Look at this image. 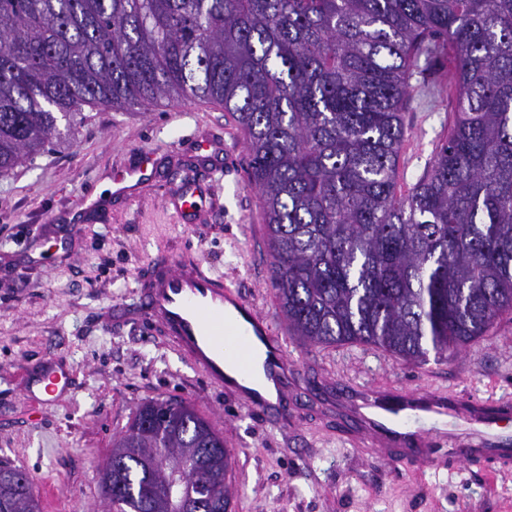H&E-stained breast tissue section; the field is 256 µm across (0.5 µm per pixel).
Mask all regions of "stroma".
Returning a JSON list of instances; mask_svg holds the SVG:
<instances>
[{"mask_svg": "<svg viewBox=\"0 0 512 512\" xmlns=\"http://www.w3.org/2000/svg\"><path fill=\"white\" fill-rule=\"evenodd\" d=\"M448 60L414 69L404 112L398 185L408 190L448 132ZM53 145L0 176V462L25 470L41 512H107L98 472L112 439L148 398H176L220 424L231 454L232 512H512V468L495 460H387L355 440L357 423L336 395L343 383L436 389L482 400L512 397V318L458 354L409 364L368 345L288 342L301 385L289 388L282 421L209 389L163 340L105 319L131 294L158 250L188 253L237 284L287 336L271 281L263 202L249 182L245 136L217 104L160 102L146 110L85 108ZM219 140L212 158L196 142ZM156 157L135 200L81 211L114 171L140 152ZM208 177L220 206L197 228L165 204L168 188ZM67 362L75 389L32 407L26 369Z\"/></svg>", "mask_w": 512, "mask_h": 512, "instance_id": "obj_1", "label": "stroma"}]
</instances>
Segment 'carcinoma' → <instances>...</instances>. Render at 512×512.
Wrapping results in <instances>:
<instances>
[{
	"instance_id": "cac0c4a2",
	"label": "carcinoma",
	"mask_w": 512,
	"mask_h": 512,
	"mask_svg": "<svg viewBox=\"0 0 512 512\" xmlns=\"http://www.w3.org/2000/svg\"><path fill=\"white\" fill-rule=\"evenodd\" d=\"M448 51L455 120L398 188L410 71ZM206 101L247 138L288 336L446 358L512 315V0H0V176L84 107ZM100 472L111 512H165L161 465L189 454L227 512L223 435L141 402ZM0 512H40L0 463Z\"/></svg>"
}]
</instances>
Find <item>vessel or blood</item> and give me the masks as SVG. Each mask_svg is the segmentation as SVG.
<instances>
[{
	"mask_svg": "<svg viewBox=\"0 0 512 512\" xmlns=\"http://www.w3.org/2000/svg\"><path fill=\"white\" fill-rule=\"evenodd\" d=\"M150 165L145 154L136 165L114 172V195L135 197ZM166 200L183 222L197 220L198 201L191 183L168 191ZM130 316L161 336L212 390L228 393L260 413L276 414L273 394H285L299 378L297 365L269 318L223 277L185 258L159 253L150 259L135 281L131 302L114 303L106 312L111 321ZM27 385L43 402L57 403L70 381L62 367L50 365L29 373ZM341 400L369 446H414L425 462L495 458L503 466L512 465V432L503 428L504 421L512 419V404L501 403L489 412L437 390L403 394L365 386L343 388Z\"/></svg>",
	"mask_w": 512,
	"mask_h": 512,
	"instance_id": "obj_1",
	"label": "vessel or blood"
}]
</instances>
